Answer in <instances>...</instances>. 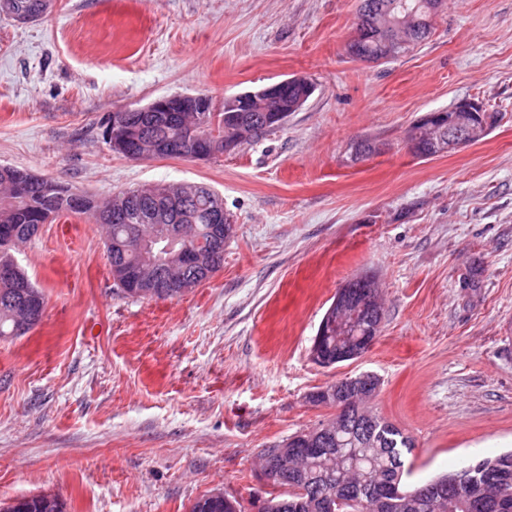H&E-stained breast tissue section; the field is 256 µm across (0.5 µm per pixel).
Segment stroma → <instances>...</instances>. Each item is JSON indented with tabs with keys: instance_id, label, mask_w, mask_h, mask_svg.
<instances>
[{
	"instance_id": "35a3bbf8",
	"label": "stroma",
	"mask_w": 512,
	"mask_h": 512,
	"mask_svg": "<svg viewBox=\"0 0 512 512\" xmlns=\"http://www.w3.org/2000/svg\"><path fill=\"white\" fill-rule=\"evenodd\" d=\"M358 0H54L0 12V165L104 198L205 184L234 218L222 267L173 299L114 285L100 225L65 215L14 258L46 294L0 339V502L56 494L69 512H243L280 493L266 449L333 417L309 393L379 377L377 414L412 441L408 487L512 451V0H444L423 44L352 58ZM303 76L315 90L257 143L209 161L130 160L113 112L225 97ZM501 113L434 159L405 147L425 113ZM385 151L353 160L354 142ZM370 272L384 318L361 357L311 359L337 291ZM479 273L478 290L467 289ZM14 0H2L0 2V11L9 13L13 15L18 21L21 22H27L32 21L38 17H40L43 13H45L49 7L51 6L52 2L47 0H37L36 4L37 6H33L29 10H17L16 6L19 9H24L29 7L31 4H33L35 1L33 0H15V4L13 2Z\"/></svg>"
}]
</instances>
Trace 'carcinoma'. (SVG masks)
Segmentation results:
<instances>
[{"instance_id": "1", "label": "carcinoma", "mask_w": 512, "mask_h": 512, "mask_svg": "<svg viewBox=\"0 0 512 512\" xmlns=\"http://www.w3.org/2000/svg\"><path fill=\"white\" fill-rule=\"evenodd\" d=\"M307 90L288 87V93L269 97L263 93L238 99L240 108L251 110L255 130L243 136L231 131L237 112H207L205 117L218 138L201 145L214 158L256 141L262 134L283 124L288 113L298 110L299 99ZM195 196L184 207L193 218L189 225L191 250L215 252L209 214L215 191L190 185ZM151 187L122 190L109 197L77 192L53 179L9 167L0 168V263H12V250L32 240L40 226L62 215L84 216L106 232V252L111 270L125 277L115 286L135 298L139 289L137 274L142 254L127 243L132 225L152 224L147 206ZM126 198L124 213L115 214L116 199ZM370 274L349 280L340 292L353 297L366 289ZM39 298L38 310H45V295L36 288L20 267L13 277L0 278V338L16 335L15 304L23 298ZM380 380L372 374H359L341 382L339 391L354 398L353 406L332 420L348 443L336 448V434L326 436L321 448H295L288 458V470L275 475L273 483L288 493L270 495L265 512H332L336 501L324 498L337 490L344 512H512V452L488 457L463 469L426 482L415 489L404 487L403 450L411 448L409 437L380 417L371 407ZM190 512H232L224 502L205 495L196 500Z\"/></svg>"}]
</instances>
